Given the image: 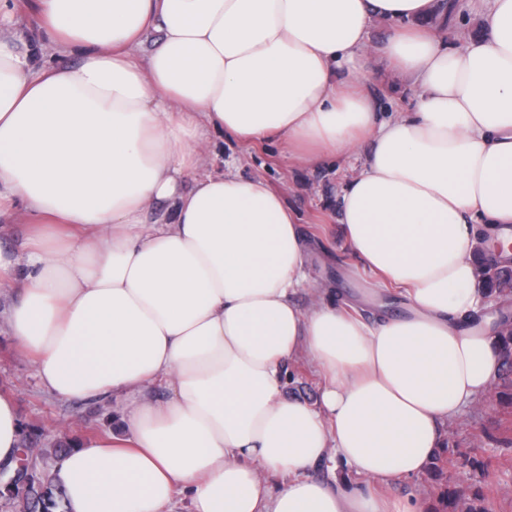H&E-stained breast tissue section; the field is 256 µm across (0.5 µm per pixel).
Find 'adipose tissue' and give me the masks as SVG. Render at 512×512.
Instances as JSON below:
<instances>
[{
	"label": "adipose tissue",
	"mask_w": 512,
	"mask_h": 512,
	"mask_svg": "<svg viewBox=\"0 0 512 512\" xmlns=\"http://www.w3.org/2000/svg\"><path fill=\"white\" fill-rule=\"evenodd\" d=\"M437 5L34 0L72 66L0 28V216L21 203L29 226L25 262L0 251L9 334L51 395L120 419L58 460L69 512H169L179 492L192 512H429L375 487L425 473L497 377L479 237L512 259V0H468L484 34L459 46ZM376 57L413 78L411 111H377ZM213 130L312 166L369 143L340 234L405 314L369 321L309 282L282 190L199 173ZM304 359L313 403L284 392ZM19 431L0 394V464ZM330 460L355 482L310 477Z\"/></svg>",
	"instance_id": "obj_1"
}]
</instances>
